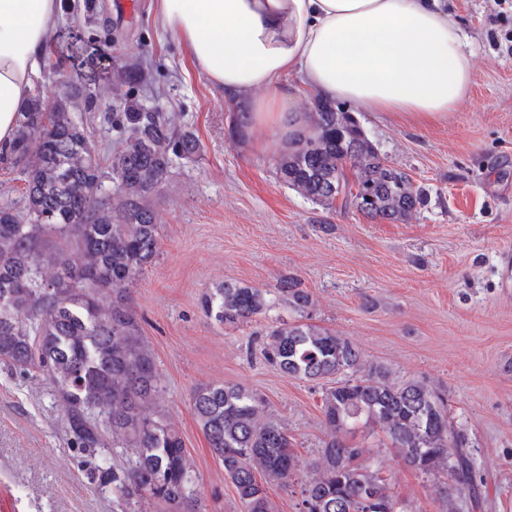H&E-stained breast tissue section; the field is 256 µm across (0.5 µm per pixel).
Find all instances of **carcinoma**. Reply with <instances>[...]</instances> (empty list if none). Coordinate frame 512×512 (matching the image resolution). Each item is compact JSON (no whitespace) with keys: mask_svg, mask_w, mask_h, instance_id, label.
I'll list each match as a JSON object with an SVG mask.
<instances>
[{"mask_svg":"<svg viewBox=\"0 0 512 512\" xmlns=\"http://www.w3.org/2000/svg\"><path fill=\"white\" fill-rule=\"evenodd\" d=\"M114 76L127 85L142 79L127 64ZM102 96L80 83L52 103L34 93L14 145L0 154L26 182L24 211L0 205V364L49 379L80 447H101L106 432L112 447L135 449L133 464L112 472L124 500L198 512L195 471L183 438L155 409L164 386L127 291L158 255L148 197L170 177L173 158L195 156L199 144L126 97L104 115L126 134L105 168L90 130ZM107 176L116 187L112 197L102 193ZM277 176L315 203L339 202L380 221H400L424 202L353 113L318 98L289 135ZM51 236L58 246L45 251ZM312 306L294 277L273 289L226 281L205 299L207 312L232 327L288 309L294 318L266 333L265 359L290 377L333 380L322 398L326 434L304 482L303 512H400L379 467L347 441L370 423L408 467L446 480L443 512H459L463 498L478 503L469 438L450 417L447 397L419 380L395 381L348 338L304 322ZM190 402L241 512H274L268 485L287 484L301 468L288 429L267 414L262 397L239 385L199 387Z\"/></svg>","mask_w":512,"mask_h":512,"instance_id":"cac0c4a2","label":"carcinoma"}]
</instances>
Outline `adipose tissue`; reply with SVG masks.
I'll return each instance as SVG.
<instances>
[{
	"mask_svg": "<svg viewBox=\"0 0 512 512\" xmlns=\"http://www.w3.org/2000/svg\"><path fill=\"white\" fill-rule=\"evenodd\" d=\"M60 0H0V149L59 22ZM155 20L191 64L246 102L242 120L280 146L298 125L292 100L391 112L417 125L447 119L473 85L472 53L446 0H155Z\"/></svg>",
	"mask_w": 512,
	"mask_h": 512,
	"instance_id": "obj_1",
	"label": "adipose tissue"
}]
</instances>
